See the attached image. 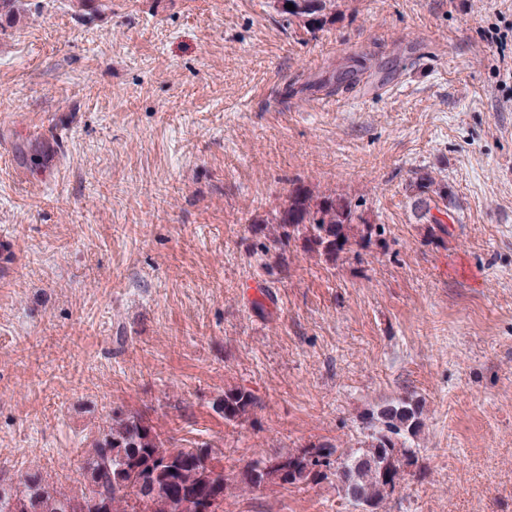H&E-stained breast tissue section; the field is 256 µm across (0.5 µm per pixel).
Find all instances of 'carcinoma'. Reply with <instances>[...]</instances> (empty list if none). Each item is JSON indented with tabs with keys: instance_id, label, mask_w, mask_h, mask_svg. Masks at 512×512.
<instances>
[{
	"instance_id": "obj_1",
	"label": "carcinoma",
	"mask_w": 512,
	"mask_h": 512,
	"mask_svg": "<svg viewBox=\"0 0 512 512\" xmlns=\"http://www.w3.org/2000/svg\"><path fill=\"white\" fill-rule=\"evenodd\" d=\"M288 14L314 27L327 18L335 0H286ZM428 176L410 181L409 191L419 220L443 235L432 210L448 206V191L433 188ZM274 244L283 250L301 242L307 253L334 263L354 244L367 245L383 229L371 224L351 200L334 193L318 197L300 184L288 191L271 219ZM257 406L244 389H229L213 403L224 420L235 422ZM422 426V409L399 402L370 415L364 448L344 450L330 442L294 452H277L254 461L243 473V484L298 485L336 478V487L356 512H379L402 478V467L418 462L414 438ZM220 449L207 442L177 445L139 413L112 419L93 439L80 489L66 494L40 472L21 477L16 486L0 485V512H224L227 483L219 465Z\"/></svg>"
}]
</instances>
